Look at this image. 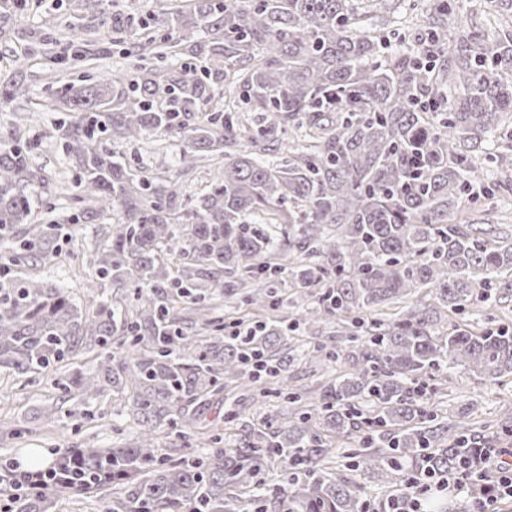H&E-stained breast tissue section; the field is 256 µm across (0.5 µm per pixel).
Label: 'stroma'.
Returning a JSON list of instances; mask_svg holds the SVG:
<instances>
[{"label": "stroma", "mask_w": 512, "mask_h": 512, "mask_svg": "<svg viewBox=\"0 0 512 512\" xmlns=\"http://www.w3.org/2000/svg\"><path fill=\"white\" fill-rule=\"evenodd\" d=\"M75 0H26L10 24L0 30V91L13 81H24L29 89L28 100L14 108L0 112V134L16 135L32 147L36 164L42 167L51 183L59 185L51 210L37 209L38 221L50 220L52 213H75L71 197L76 172L68 156L59 146L57 124L60 112L50 109L53 83L65 84L86 79L109 77L129 72L134 58L118 43L92 45L87 60L76 63L71 59L73 49L68 23L74 13ZM413 0H397L391 12L386 33L394 50L416 51L423 21L420 12L412 7ZM53 22L56 43L47 52L36 50L29 39L31 32L41 30L45 22ZM512 22V9L490 4L489 0H459L458 14L448 22L449 31L465 25L481 30L489 36ZM162 158L149 156L139 143H116L112 149L123 160L136 167L152 168L156 176L165 178L179 173L181 190L189 195L202 192L212 181L206 162H199L187 174H180L182 146L175 138H167ZM110 215H103L92 224L79 225L72 240L64 242L58 258L39 267L17 266L18 277L35 276L72 295L81 305H89L93 295L89 283L98 282L93 263L98 244L111 224ZM448 394L443 406L447 414H457L461 402H468L469 420L475 426L496 423L512 412V377L507 381L480 378L458 369L448 374ZM59 395L51 378H44L35 387L22 388L18 380L6 373L0 374V464H12L31 452L41 455L43 464L75 448L77 442L87 441L101 447H111L121 437L112 430L113 423L124 417L122 399L102 397L94 406L95 421L82 417H63L54 426H44L38 418L43 404Z\"/></svg>", "instance_id": "1"}]
</instances>
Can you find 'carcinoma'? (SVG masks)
<instances>
[{"label":"carcinoma","instance_id":"obj_1","mask_svg":"<svg viewBox=\"0 0 512 512\" xmlns=\"http://www.w3.org/2000/svg\"><path fill=\"white\" fill-rule=\"evenodd\" d=\"M417 2L427 36L405 55L369 32L383 0H187L146 32L103 0H81L100 41L128 37L135 64L58 90L77 218L29 223L30 188L45 176L29 148L0 139V243L14 245V264H46L75 224L111 210L94 264L114 292L98 290L87 310L3 270L0 371L27 384L56 376L59 399L87 421L92 401L112 391L138 430L127 444L70 451L112 479L13 494L17 512H49L57 495L107 486L110 512H267L274 502L282 512H366L367 482L408 495L412 474L452 475L474 452L473 426L430 399L455 367L512 376V327L451 320L512 297V236L459 219L465 202L494 196L477 176L485 137L502 152L496 184L512 187V30L450 34L451 0ZM27 95L16 81L0 108ZM153 135L180 140L183 172L202 159L218 165L208 189L187 196L178 180L133 172L105 146ZM280 281L289 317L273 291ZM226 289L243 291L233 327L247 336L224 335L219 309L201 313L199 328L182 315ZM291 324L298 355L324 369L316 397L290 385ZM331 328L336 347L308 346ZM254 353L269 376L258 406L275 397L288 409L232 416L203 456L176 441L160 453L158 432L199 435L212 399L247 386ZM482 433L512 437V417ZM349 444L364 483L331 466ZM272 458L284 473L275 486L259 479Z\"/></svg>","mask_w":512,"mask_h":512}]
</instances>
